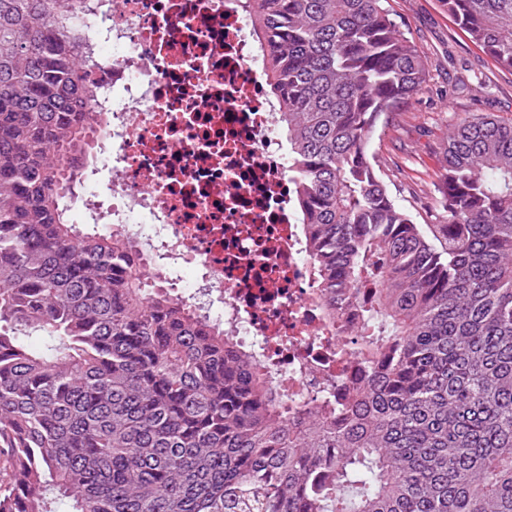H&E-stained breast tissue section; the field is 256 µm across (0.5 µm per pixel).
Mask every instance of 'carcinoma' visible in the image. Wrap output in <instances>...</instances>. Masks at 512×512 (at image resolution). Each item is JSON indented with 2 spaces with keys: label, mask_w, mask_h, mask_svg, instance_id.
I'll return each mask as SVG.
<instances>
[{
  "label": "carcinoma",
  "mask_w": 512,
  "mask_h": 512,
  "mask_svg": "<svg viewBox=\"0 0 512 512\" xmlns=\"http://www.w3.org/2000/svg\"><path fill=\"white\" fill-rule=\"evenodd\" d=\"M244 2L364 378L286 403L129 238L70 220L106 123L88 39L59 0H0V512H512V118L449 129L424 229L369 154L430 79L387 0ZM439 2L512 71V0Z\"/></svg>",
  "instance_id": "cac0c4a2"
}]
</instances>
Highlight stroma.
I'll return each instance as SVG.
<instances>
[{
    "label": "stroma",
    "mask_w": 512,
    "mask_h": 512,
    "mask_svg": "<svg viewBox=\"0 0 512 512\" xmlns=\"http://www.w3.org/2000/svg\"><path fill=\"white\" fill-rule=\"evenodd\" d=\"M393 19L431 64L427 86L377 126L370 143L391 197L416 223H441L437 176L449 128L478 113L512 117V71L500 68L438 0H389Z\"/></svg>",
    "instance_id": "1"
}]
</instances>
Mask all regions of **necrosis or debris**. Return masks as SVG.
I'll return each instance as SVG.
<instances>
[{"mask_svg": "<svg viewBox=\"0 0 512 512\" xmlns=\"http://www.w3.org/2000/svg\"><path fill=\"white\" fill-rule=\"evenodd\" d=\"M73 23L94 38L109 113L93 155L112 172V206L83 190L89 222L131 236L153 272L191 268L189 303L221 304L225 334L257 347L278 392L356 384L336 350L357 316L324 315L243 0H96Z\"/></svg>", "mask_w": 512, "mask_h": 512, "instance_id": "4bbe7bcc", "label": "necrosis or debris"}]
</instances>
